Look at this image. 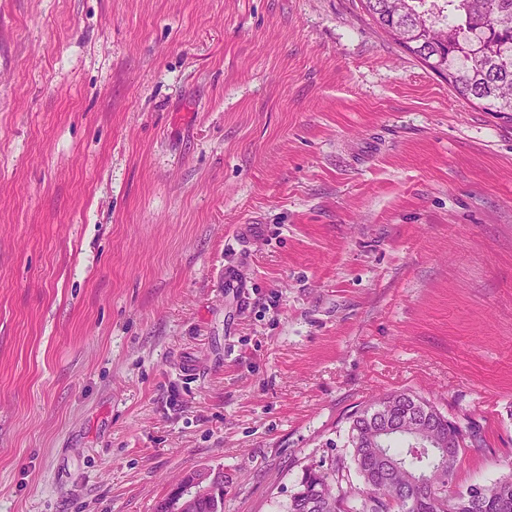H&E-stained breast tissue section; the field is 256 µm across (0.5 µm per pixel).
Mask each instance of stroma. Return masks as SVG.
<instances>
[{"label": "stroma", "mask_w": 512, "mask_h": 512, "mask_svg": "<svg viewBox=\"0 0 512 512\" xmlns=\"http://www.w3.org/2000/svg\"><path fill=\"white\" fill-rule=\"evenodd\" d=\"M402 390L512 473V117L360 0H0V512H285ZM246 258L235 252L234 257L224 263V286L233 291L237 288H246L242 275V268L246 264ZM213 475L215 490L210 495L212 484L208 472L197 470L183 475L173 488L178 494L177 499L169 504V512H188L196 501L195 512H224V473L218 470Z\"/></svg>", "instance_id": "35a3bbf8"}]
</instances>
